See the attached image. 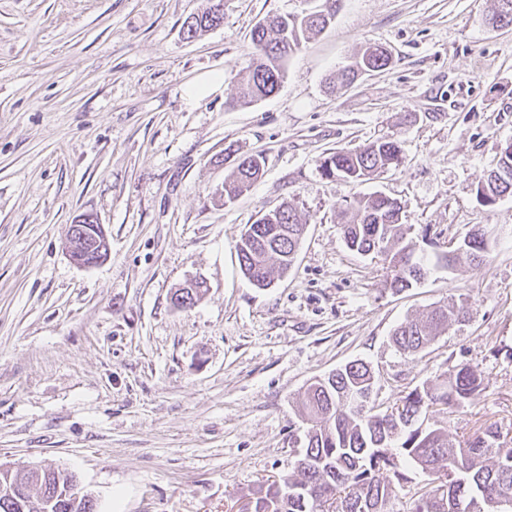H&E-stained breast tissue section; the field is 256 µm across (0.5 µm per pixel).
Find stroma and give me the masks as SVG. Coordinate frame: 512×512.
<instances>
[{
    "mask_svg": "<svg viewBox=\"0 0 512 512\" xmlns=\"http://www.w3.org/2000/svg\"><path fill=\"white\" fill-rule=\"evenodd\" d=\"M204 4L0 0V465L69 468L96 512H241L305 448L309 383L356 359L383 408L475 366L471 403L428 418L455 443L496 423L512 447V197L478 194L512 141V26L490 24L496 0H338L280 90L247 106L232 98L253 26L304 2L224 0L223 25L185 38ZM369 43L389 66L331 92ZM215 72L221 87L187 102ZM381 139L399 143V167L323 175V157ZM228 147L265 166L224 205ZM373 192L400 202L417 255L481 227L497 243L394 292L384 259L350 250L340 226ZM284 202L305 231L288 275L260 289L237 244ZM84 213L110 244L92 267L65 250ZM196 280L203 295L174 309ZM458 297L469 321L417 356L394 350L398 325Z\"/></svg>",
    "mask_w": 512,
    "mask_h": 512,
    "instance_id": "35a3bbf8",
    "label": "stroma"
}]
</instances>
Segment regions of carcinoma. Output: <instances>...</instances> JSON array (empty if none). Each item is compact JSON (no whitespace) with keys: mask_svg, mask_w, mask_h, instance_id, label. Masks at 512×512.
I'll return each mask as SVG.
<instances>
[{"mask_svg":"<svg viewBox=\"0 0 512 512\" xmlns=\"http://www.w3.org/2000/svg\"><path fill=\"white\" fill-rule=\"evenodd\" d=\"M491 17L497 27L512 25V0H497ZM336 14V0H323L321 8L302 16L274 14L262 18L251 31L253 62L247 77L237 85L235 103L250 105L276 93L287 75L288 59L309 35L325 29ZM224 22V0H207L202 10L182 25L186 38L219 27ZM390 63L387 51L370 46L341 74L339 88L349 86L360 72L379 71ZM398 142L384 140L359 149L337 151L321 160L328 177L367 181L376 172L398 166ZM500 168L511 173L503 180L490 171L483 193L495 202L512 196V147L505 148ZM263 161L241 156L224 180V202L234 201L261 178ZM410 227L402 222L401 204L374 193L357 202L355 212H343L342 232L348 247L359 254L389 258L390 287L403 291L419 282L429 266L452 267L463 253L480 264L492 244L485 234L471 232L453 254L434 263L413 256ZM304 224L298 211L285 202L267 221L250 225L238 245L243 275L258 288L284 277L295 263ZM469 315L464 300L439 305L421 318L407 320L392 335L397 351L416 355L436 337L448 333ZM376 379L362 360L350 361L309 384L301 408L309 424L303 452L293 471L256 493L243 512H388L396 488L409 482L406 467L423 477L415 492L411 512H466L475 498L498 497L512 502V448L500 445L498 426L490 424L458 444L448 439L447 425L423 426L434 404L466 407L480 391L481 380L469 364H459L402 395L391 410L363 415L351 412L345 400L351 392L374 395ZM76 474L43 469L33 481L37 499H13L0 491V512H94L91 495L74 497Z\"/></svg>","mask_w":512,"mask_h":512,"instance_id":"1","label":"carcinoma"}]
</instances>
